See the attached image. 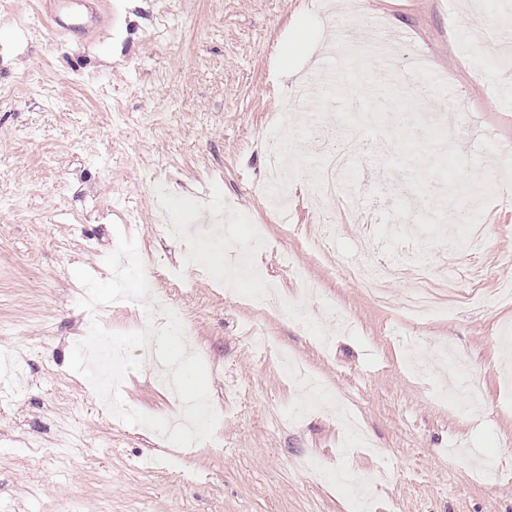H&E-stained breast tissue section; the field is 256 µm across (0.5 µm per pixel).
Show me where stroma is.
Returning a JSON list of instances; mask_svg holds the SVG:
<instances>
[{
  "instance_id": "1",
  "label": "stroma",
  "mask_w": 512,
  "mask_h": 512,
  "mask_svg": "<svg viewBox=\"0 0 512 512\" xmlns=\"http://www.w3.org/2000/svg\"><path fill=\"white\" fill-rule=\"evenodd\" d=\"M51 0H0V353L25 382L0 400V512H355L350 487L366 486L369 512H512V303L496 301L512 284V67L486 69L495 43L473 45L471 11L505 29L512 0H366L365 13L327 0H99L87 32L55 29ZM402 40L394 85L426 94L419 111L444 114L467 173H491L496 197L484 209L485 272L461 265L462 296L450 315L408 320L395 306L407 283H388L384 301L348 275L379 259L360 244V220L405 200L423 201L407 174L385 169L373 142L334 114L298 129L283 107L298 96L321 41H367L374 20ZM307 32L312 58L289 56ZM419 54L441 75L412 73ZM295 69L282 74L283 63ZM356 141L355 162L371 175L358 205L342 209L316 189L318 159L303 158L288 183L284 236L266 197L262 141ZM180 224L208 215L232 225L214 262L152 234L159 214ZM335 214L325 251L309 238ZM266 227L243 294L275 286L300 316L264 317L226 301L213 277L238 260L236 242ZM149 254L152 271L179 267L170 303L193 322L186 347L208 373L224 445L164 451L153 431L114 418L69 367L82 331L85 291L73 271L110 278L104 259L118 234ZM316 281L307 296L296 273ZM419 338L414 375L394 341ZM278 345L321 378L328 392L303 415L292 379L263 358L257 337ZM481 373L483 401L465 408L446 388L440 344ZM126 405L166 417L179 405L155 384V351L135 349ZM321 464L318 472L302 460Z\"/></svg>"
}]
</instances>
